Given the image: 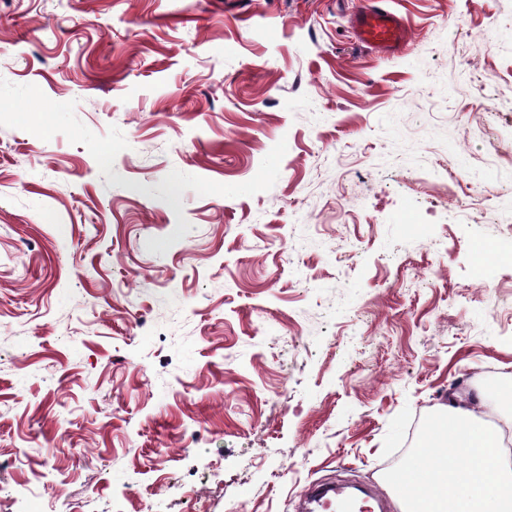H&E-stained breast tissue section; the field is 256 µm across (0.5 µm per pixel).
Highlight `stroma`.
<instances>
[{
    "instance_id": "1",
    "label": "stroma",
    "mask_w": 512,
    "mask_h": 512,
    "mask_svg": "<svg viewBox=\"0 0 512 512\" xmlns=\"http://www.w3.org/2000/svg\"><path fill=\"white\" fill-rule=\"evenodd\" d=\"M369 4L0 0V512H401L512 414V0ZM353 28L359 42L386 55L399 52L407 30L399 16L385 4H374L358 13ZM325 488L317 490L312 498H317L319 510L316 512H345L351 493L346 486L333 487V493L326 496Z\"/></svg>"
}]
</instances>
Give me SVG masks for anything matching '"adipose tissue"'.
I'll use <instances>...</instances> for the list:
<instances>
[{
    "label": "adipose tissue",
    "instance_id": "adipose-tissue-1",
    "mask_svg": "<svg viewBox=\"0 0 512 512\" xmlns=\"http://www.w3.org/2000/svg\"><path fill=\"white\" fill-rule=\"evenodd\" d=\"M439 427L444 452L417 449L404 469L411 512H512V475L500 470L497 432L469 404L449 406Z\"/></svg>",
    "mask_w": 512,
    "mask_h": 512
}]
</instances>
